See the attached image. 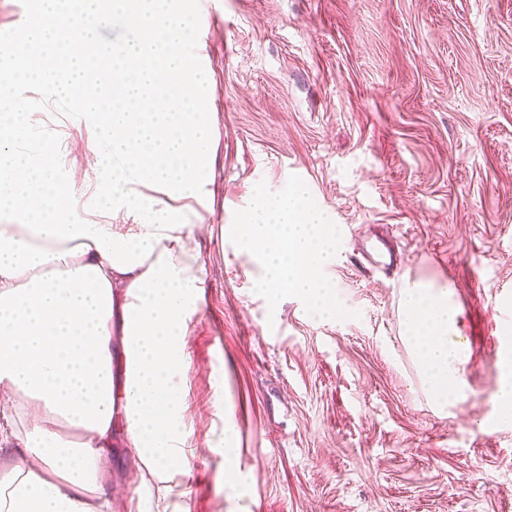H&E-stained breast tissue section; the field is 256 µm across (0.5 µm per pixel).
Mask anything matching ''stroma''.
Here are the masks:
<instances>
[{
  "label": "stroma",
  "mask_w": 512,
  "mask_h": 512,
  "mask_svg": "<svg viewBox=\"0 0 512 512\" xmlns=\"http://www.w3.org/2000/svg\"><path fill=\"white\" fill-rule=\"evenodd\" d=\"M213 129L202 313L191 326L185 427L201 451L168 496L132 449L102 461L111 512H232V411L251 512H512V423L497 421L512 341V0H182ZM109 57L138 39L122 15L97 29ZM28 153L55 151L87 219L99 148L75 101L20 80ZM303 179L341 231L324 268L350 318L276 309L230 240L257 183ZM398 247L396 277L359 276L350 252ZM447 292L464 389L429 398L405 340L403 289ZM235 428L231 420L225 421L224 426V486L230 489L238 500L246 495V477L243 476L238 465V449L234 448L232 439Z\"/></svg>",
  "instance_id": "1"
}]
</instances>
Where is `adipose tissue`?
I'll list each match as a JSON object with an SVG mask.
<instances>
[{
  "label": "adipose tissue",
  "mask_w": 512,
  "mask_h": 512,
  "mask_svg": "<svg viewBox=\"0 0 512 512\" xmlns=\"http://www.w3.org/2000/svg\"><path fill=\"white\" fill-rule=\"evenodd\" d=\"M108 8L141 38L92 74ZM191 36L178 0H39L23 41L0 52L11 117L0 122V453L12 461L0 512H94L92 499L112 493L101 462L118 436L154 474L187 464L183 380L205 268L179 203L202 194L212 156ZM60 44L82 47L64 71L49 52ZM25 75L93 110L98 197L140 222L75 220L51 148L36 161L16 150L25 123L13 89ZM136 182L152 194L132 192ZM400 302L423 383L447 404L463 389L448 295L408 288Z\"/></svg>",
  "instance_id": "ef3b65f1"
}]
</instances>
